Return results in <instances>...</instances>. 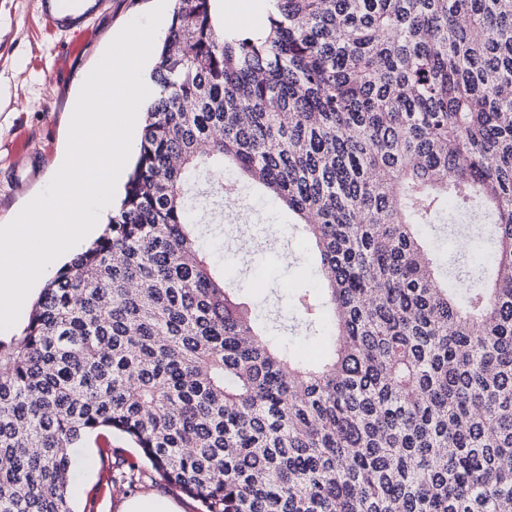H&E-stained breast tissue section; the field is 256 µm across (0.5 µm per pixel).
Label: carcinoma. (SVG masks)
Returning a JSON list of instances; mask_svg holds the SVG:
<instances>
[{
  "instance_id": "cac0c4a2",
  "label": "carcinoma",
  "mask_w": 512,
  "mask_h": 512,
  "mask_svg": "<svg viewBox=\"0 0 512 512\" xmlns=\"http://www.w3.org/2000/svg\"><path fill=\"white\" fill-rule=\"evenodd\" d=\"M214 2L175 0L118 205L0 340V512H77L114 432L200 512H512V0ZM226 164L332 271L293 295L316 360L197 243ZM248 3V10L255 12L264 25L267 14L269 12L271 2L269 0H242ZM242 1L237 0H216L214 4L215 11L222 13L224 20L226 21L225 27L232 23V19L236 18L237 14L242 8ZM225 30L234 31H253V26L249 23V17L247 15H239L235 19V23L231 27L225 28Z\"/></svg>"
}]
</instances>
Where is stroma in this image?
I'll return each mask as SVG.
<instances>
[{"instance_id": "1", "label": "stroma", "mask_w": 512, "mask_h": 512, "mask_svg": "<svg viewBox=\"0 0 512 512\" xmlns=\"http://www.w3.org/2000/svg\"><path fill=\"white\" fill-rule=\"evenodd\" d=\"M109 2L106 10L91 9L95 37L82 57L69 62L64 38L40 22L38 0H0V225L11 222L60 168L73 104L86 76L115 35L156 0ZM21 131L28 150L15 155L10 145ZM236 209L243 222L203 226L202 243L227 279L241 285L267 337L289 340L293 353L307 357L306 333L294 324L292 293L319 282L314 245L292 229V217L277 199L252 187L243 188ZM133 462L139 465L133 485L115 487ZM70 491L80 512H121L123 502L133 498H165L179 512L199 510L196 500L161 482L139 449L117 433L109 460H102L95 442L85 445Z\"/></svg>"}]
</instances>
